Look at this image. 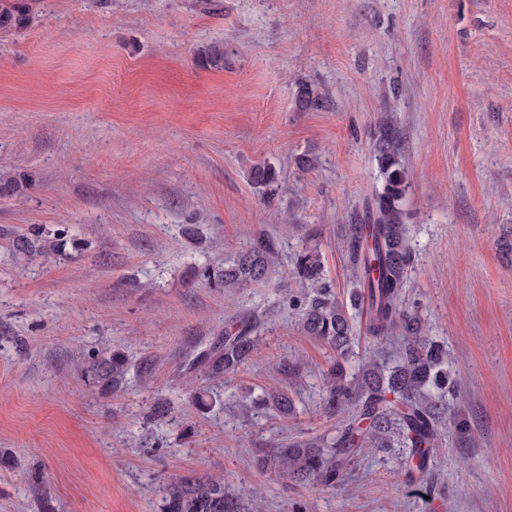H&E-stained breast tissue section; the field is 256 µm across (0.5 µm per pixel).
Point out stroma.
Masks as SVG:
<instances>
[{
  "label": "stroma",
  "mask_w": 512,
  "mask_h": 512,
  "mask_svg": "<svg viewBox=\"0 0 512 512\" xmlns=\"http://www.w3.org/2000/svg\"><path fill=\"white\" fill-rule=\"evenodd\" d=\"M22 2L27 26L0 29V512H158L204 475L260 512H512V0ZM210 44L223 68L197 62ZM384 118L410 182L404 304L447 345L468 425L434 450V500L392 451L324 490L273 460L350 415L324 407L337 356L285 295L309 250L339 298L354 288L345 227L382 184ZM259 162L279 174L264 194ZM36 230L51 261L16 249ZM262 235L268 279H200ZM250 316L251 358L205 378L196 359ZM115 352L121 389L85 378ZM271 390L292 415L244 413Z\"/></svg>",
  "instance_id": "1"
}]
</instances>
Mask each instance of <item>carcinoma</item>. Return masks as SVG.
Masks as SVG:
<instances>
[{"label": "carcinoma", "instance_id": "carcinoma-1", "mask_svg": "<svg viewBox=\"0 0 512 512\" xmlns=\"http://www.w3.org/2000/svg\"><path fill=\"white\" fill-rule=\"evenodd\" d=\"M27 22L28 14L18 5L0 10L1 29H20ZM197 59L205 66L222 68L224 49L202 48ZM397 150L396 130L384 121L376 142L384 182L367 202L362 221L348 225L345 233L357 283L349 304L336 297L315 252L298 259L294 275L301 291L288 296V307L297 313L301 333L325 343L340 359L325 379V406L333 411L348 406L353 412L333 441H299L275 450V460L291 480L315 489L331 488L356 471L364 450L400 448L399 469L418 482L425 496L434 497L443 495L444 488L430 469L432 449L448 429L461 430L464 423L457 406V383L448 370V347L422 335L418 316L403 306L412 251L402 209L409 182L396 162ZM249 177L252 185L262 190L278 181L276 169L267 163L254 165ZM19 250L33 252L46 261L56 252L50 241L37 248L24 241ZM273 253V242L260 237L232 261L204 268L200 277L226 288L257 283L266 278ZM349 306L365 313L366 330L376 340L401 344L396 365L389 367L371 355L362 359L355 377L347 378L341 362L352 355L355 338ZM256 329L257 325L248 321L235 331L225 332L222 351L201 360L199 367L213 377L237 370L258 345L259 337L253 335ZM127 371L126 359L114 353L110 359L94 361L88 374L118 389ZM270 403L284 416L293 412L292 400L283 392H272L253 401L256 408ZM160 512L252 510L224 487V480L187 476L168 484Z\"/></svg>", "mask_w": 512, "mask_h": 512}]
</instances>
